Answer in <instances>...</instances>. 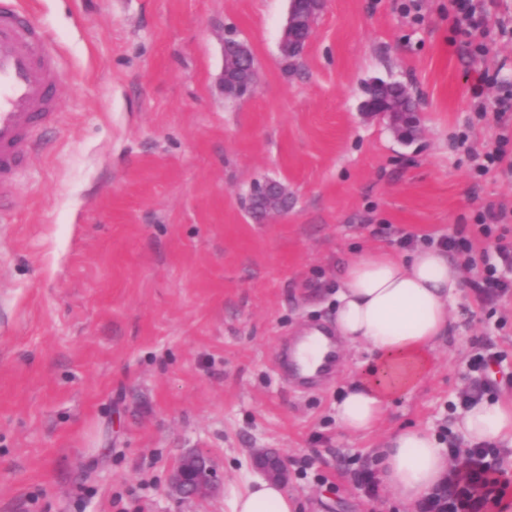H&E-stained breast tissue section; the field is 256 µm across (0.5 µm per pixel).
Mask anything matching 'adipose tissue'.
<instances>
[{
    "label": "adipose tissue",
    "instance_id": "adipose-tissue-1",
    "mask_svg": "<svg viewBox=\"0 0 512 512\" xmlns=\"http://www.w3.org/2000/svg\"><path fill=\"white\" fill-rule=\"evenodd\" d=\"M464 286L460 261L439 246L396 255L368 250L346 267L336 306L335 332L369 357L336 405L348 434L372 431L391 404L414 392L432 370L449 330L451 309ZM456 429L471 446L495 441L512 447V403L482 398L461 409ZM379 483L409 508L448 479L455 461L437 434L422 426L400 429L374 450ZM278 482L255 478L231 500L230 512H297Z\"/></svg>",
    "mask_w": 512,
    "mask_h": 512
}]
</instances>
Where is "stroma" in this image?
Instances as JSON below:
<instances>
[{
  "label": "stroma",
  "mask_w": 512,
  "mask_h": 512,
  "mask_svg": "<svg viewBox=\"0 0 512 512\" xmlns=\"http://www.w3.org/2000/svg\"><path fill=\"white\" fill-rule=\"evenodd\" d=\"M326 0L295 68L279 42L290 0H21L60 54L59 110L0 210V512H229L253 449L288 462L301 512H410L359 474L401 428L454 437L471 360L497 362L487 397L512 401V294L479 301L512 218V31L476 48L448 0ZM257 77L224 96L222 34ZM398 81L421 129L400 140L363 118L364 86ZM502 147L478 174L477 157ZM285 183L286 215L248 211L253 182ZM465 236L472 265L433 372L371 434L336 403L368 357L296 386L277 350L332 324L336 290L364 250ZM223 493L167 492L187 450Z\"/></svg>",
  "instance_id": "1"
}]
</instances>
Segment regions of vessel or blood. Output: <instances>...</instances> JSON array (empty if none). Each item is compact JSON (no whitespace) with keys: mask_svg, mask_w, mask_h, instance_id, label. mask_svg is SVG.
I'll return each mask as SVG.
<instances>
[{"mask_svg":"<svg viewBox=\"0 0 512 512\" xmlns=\"http://www.w3.org/2000/svg\"><path fill=\"white\" fill-rule=\"evenodd\" d=\"M59 72L58 57L40 27L10 0H0V190L14 182L39 125L53 117ZM311 333L324 348L316 369H309L298 349L275 357L304 382L329 375L339 360L332 329L315 326Z\"/></svg>","mask_w":512,"mask_h":512,"instance_id":"b4317fda","label":"vessel or blood"}]
</instances>
